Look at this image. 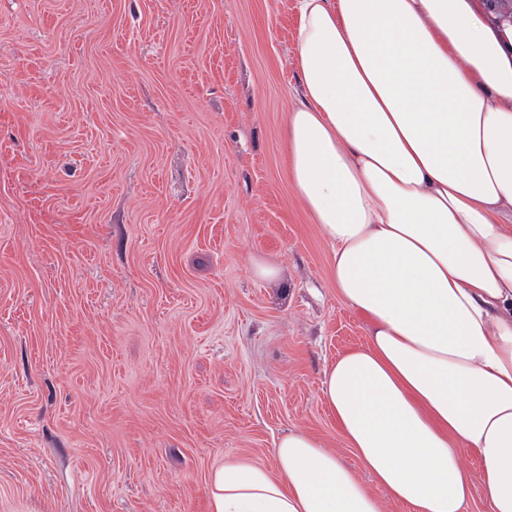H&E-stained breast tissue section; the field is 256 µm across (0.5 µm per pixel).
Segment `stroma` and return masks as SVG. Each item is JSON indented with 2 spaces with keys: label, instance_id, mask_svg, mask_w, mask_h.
Returning a JSON list of instances; mask_svg holds the SVG:
<instances>
[{
  "label": "stroma",
  "instance_id": "stroma-1",
  "mask_svg": "<svg viewBox=\"0 0 512 512\" xmlns=\"http://www.w3.org/2000/svg\"><path fill=\"white\" fill-rule=\"evenodd\" d=\"M295 37V0H0V512H208L212 468L299 429L357 466Z\"/></svg>",
  "mask_w": 512,
  "mask_h": 512
}]
</instances>
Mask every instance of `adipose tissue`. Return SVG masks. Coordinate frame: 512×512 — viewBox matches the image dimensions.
Returning a JSON list of instances; mask_svg holds the SVG:
<instances>
[{
  "label": "adipose tissue",
  "mask_w": 512,
  "mask_h": 512,
  "mask_svg": "<svg viewBox=\"0 0 512 512\" xmlns=\"http://www.w3.org/2000/svg\"><path fill=\"white\" fill-rule=\"evenodd\" d=\"M288 180L367 341L323 372L364 485L309 432L209 512H512V24L476 0H297ZM473 456L477 473L462 461Z\"/></svg>",
  "instance_id": "ef3b65f1"
}]
</instances>
